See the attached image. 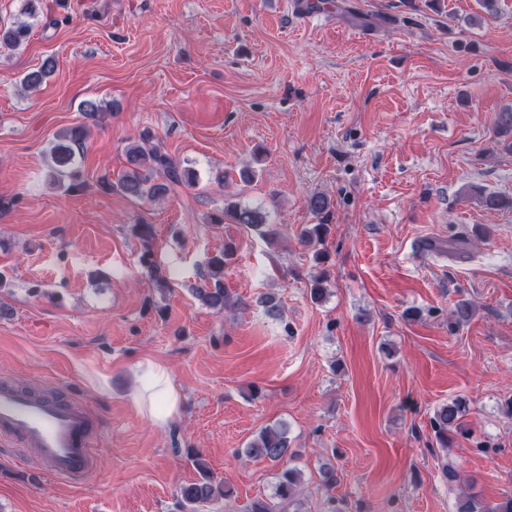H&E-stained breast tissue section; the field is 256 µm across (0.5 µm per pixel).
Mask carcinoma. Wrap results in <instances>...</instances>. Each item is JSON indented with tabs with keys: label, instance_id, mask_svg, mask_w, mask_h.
<instances>
[{
	"label": "carcinoma",
	"instance_id": "1",
	"mask_svg": "<svg viewBox=\"0 0 512 512\" xmlns=\"http://www.w3.org/2000/svg\"><path fill=\"white\" fill-rule=\"evenodd\" d=\"M31 25L21 21L9 26L0 25V47L16 51L28 40ZM87 124L82 122L68 128L49 149L51 159L50 176L60 182L67 178L78 177L74 167L75 148L81 146L87 137ZM512 136V107H506L498 113L495 121L493 143L500 147V136ZM128 163L127 171L112 182L102 179L101 187L109 192H117L125 197L139 201H153L179 187H190L195 181V172L190 168L179 166L164 150L152 143L148 133L140 135L139 139L129 143L125 148ZM482 204L488 210L502 208L512 209V197L498 194H488L483 197ZM311 212L318 218L317 224H304L297 233L300 246L312 249L315 272L311 273L307 293L313 302L322 301L330 292V273L324 264L328 259L325 245L330 232L332 205L330 200L321 194H314L308 200ZM218 225L231 222L253 230L261 236H266V226L262 213L239 203L226 204L221 215L215 217ZM131 232L139 238L144 250L140 261L145 265L157 288L166 292L172 288L171 282L159 273V267L154 259L153 240L154 228L151 224L138 222L131 225ZM232 244H224V248L207 258L204 271L201 274V284L192 289L198 302L214 313L221 314L232 304L229 290L224 285V271L229 260L234 255ZM264 314L272 320L284 317V308L274 295L260 298ZM474 315V305L467 301L455 304L452 310L454 324L457 326L468 323ZM467 412V403L457 398L442 405L431 418V426L435 436L442 446L448 445V432L455 431L462 436L469 434L463 418ZM249 458L263 459L278 467L277 483L274 498L281 505L295 503L301 484V470L292 464V452L288 437V426L283 422L263 428L249 443L244 451ZM188 458L202 473V478L196 482L184 484L179 488L180 504L183 508L197 509V505L225 498L229 490L224 482L214 479L199 453H190ZM457 512H512V494L504 496L494 504L477 500L465 495L457 501Z\"/></svg>",
	"mask_w": 512,
	"mask_h": 512
}]
</instances>
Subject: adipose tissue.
Instances as JSON below:
<instances>
[{"instance_id": "1", "label": "adipose tissue", "mask_w": 512, "mask_h": 512, "mask_svg": "<svg viewBox=\"0 0 512 512\" xmlns=\"http://www.w3.org/2000/svg\"><path fill=\"white\" fill-rule=\"evenodd\" d=\"M139 384L133 395V404L148 411L155 426L166 428L180 410L179 393L173 385L170 373L162 364H139Z\"/></svg>"}]
</instances>
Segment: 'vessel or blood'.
<instances>
[{
	"label": "vessel or blood",
	"mask_w": 512,
	"mask_h": 512,
	"mask_svg": "<svg viewBox=\"0 0 512 512\" xmlns=\"http://www.w3.org/2000/svg\"><path fill=\"white\" fill-rule=\"evenodd\" d=\"M97 422L74 400L0 382V441L33 453L44 473L78 484L96 467Z\"/></svg>",
	"instance_id": "1"
}]
</instances>
